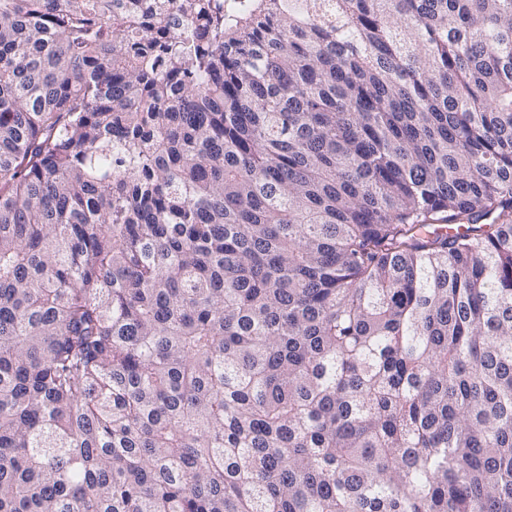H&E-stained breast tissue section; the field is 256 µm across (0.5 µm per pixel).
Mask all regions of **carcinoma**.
Listing matches in <instances>:
<instances>
[{"instance_id": "obj_1", "label": "carcinoma", "mask_w": 512, "mask_h": 512, "mask_svg": "<svg viewBox=\"0 0 512 512\" xmlns=\"http://www.w3.org/2000/svg\"><path fill=\"white\" fill-rule=\"evenodd\" d=\"M0 512H512V0H0Z\"/></svg>"}]
</instances>
